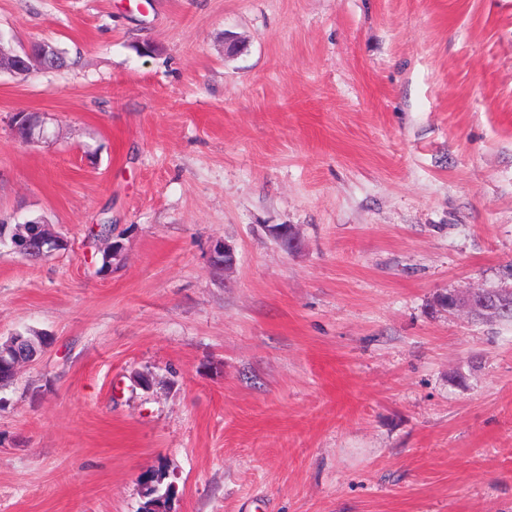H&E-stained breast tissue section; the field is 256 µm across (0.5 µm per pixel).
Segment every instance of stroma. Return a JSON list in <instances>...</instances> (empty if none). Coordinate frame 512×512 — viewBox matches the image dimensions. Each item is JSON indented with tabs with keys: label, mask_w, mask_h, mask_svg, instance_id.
I'll return each instance as SVG.
<instances>
[{
	"label": "stroma",
	"mask_w": 512,
	"mask_h": 512,
	"mask_svg": "<svg viewBox=\"0 0 512 512\" xmlns=\"http://www.w3.org/2000/svg\"><path fill=\"white\" fill-rule=\"evenodd\" d=\"M0 33L70 61L0 74V224L68 244L0 252V341L48 338L0 387V512H139L159 469L171 512H512V325L436 304L512 286V0H0Z\"/></svg>",
	"instance_id": "obj_1"
}]
</instances>
